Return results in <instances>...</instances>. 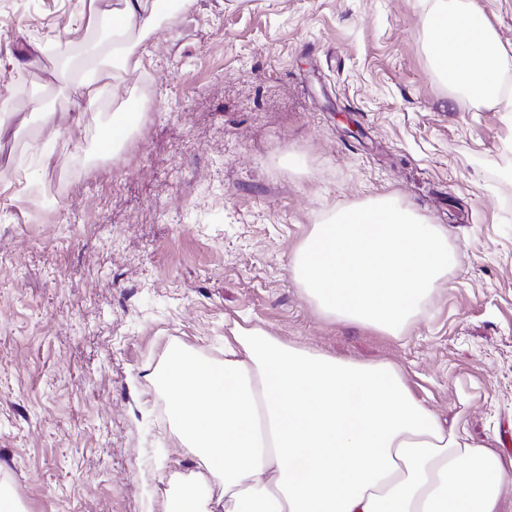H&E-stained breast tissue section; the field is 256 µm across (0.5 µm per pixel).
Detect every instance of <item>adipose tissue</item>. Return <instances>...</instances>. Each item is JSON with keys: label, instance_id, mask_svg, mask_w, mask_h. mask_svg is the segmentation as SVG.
I'll use <instances>...</instances> for the list:
<instances>
[{"label": "adipose tissue", "instance_id": "1", "mask_svg": "<svg viewBox=\"0 0 512 512\" xmlns=\"http://www.w3.org/2000/svg\"><path fill=\"white\" fill-rule=\"evenodd\" d=\"M159 13L160 0H115L119 42L82 77L89 100L141 68ZM424 26L449 86L498 102L512 53L476 0H434ZM160 380L182 446L209 474L165 512H506L500 452L431 412L393 364L339 362L253 328L225 339L217 362L172 350Z\"/></svg>", "mask_w": 512, "mask_h": 512}]
</instances>
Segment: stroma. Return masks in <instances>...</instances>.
Segmentation results:
<instances>
[{
  "label": "stroma",
  "instance_id": "stroma-1",
  "mask_svg": "<svg viewBox=\"0 0 512 512\" xmlns=\"http://www.w3.org/2000/svg\"><path fill=\"white\" fill-rule=\"evenodd\" d=\"M113 2L0 0V481L25 512H163L202 464L149 375L178 346L223 358L241 327L392 362L511 459L512 112L434 70L432 0H190L92 104L56 73L101 59ZM388 195L453 250L402 336L324 317L292 271L313 225Z\"/></svg>",
  "mask_w": 512,
  "mask_h": 512
}]
</instances>
